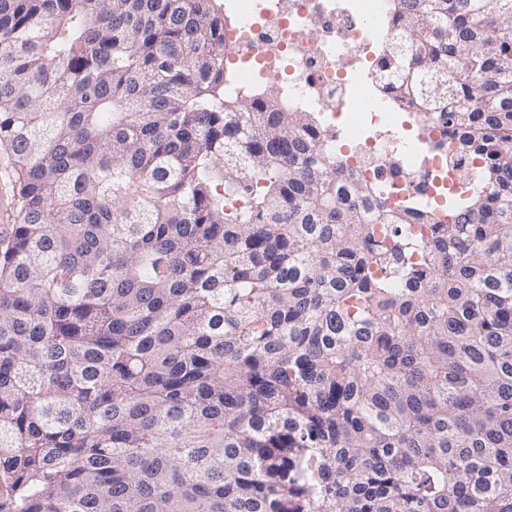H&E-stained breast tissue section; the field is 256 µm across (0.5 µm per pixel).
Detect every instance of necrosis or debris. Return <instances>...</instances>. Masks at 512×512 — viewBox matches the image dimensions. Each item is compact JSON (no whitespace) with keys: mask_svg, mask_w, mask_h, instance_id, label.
I'll use <instances>...</instances> for the list:
<instances>
[{"mask_svg":"<svg viewBox=\"0 0 512 512\" xmlns=\"http://www.w3.org/2000/svg\"><path fill=\"white\" fill-rule=\"evenodd\" d=\"M396 0H234L224 62L230 94L261 90L283 111L315 112L330 165L386 186L392 200L421 195L434 205L468 194L479 160L449 169L433 150L440 117L426 122L392 104L373 74L395 32Z\"/></svg>","mask_w":512,"mask_h":512,"instance_id":"obj_1","label":"necrosis or debris"}]
</instances>
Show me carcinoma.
Returning a JSON list of instances; mask_svg holds the SVG:
<instances>
[{
	"mask_svg": "<svg viewBox=\"0 0 512 512\" xmlns=\"http://www.w3.org/2000/svg\"><path fill=\"white\" fill-rule=\"evenodd\" d=\"M395 26L440 209L227 95L220 0H0V512H512V0ZM13 184L14 178L12 170L8 165L6 153L3 149L0 150V233H7L9 226L5 224L14 223V197H13ZM4 220L6 223H2Z\"/></svg>",
	"mask_w": 512,
	"mask_h": 512,
	"instance_id": "obj_1",
	"label": "carcinoma"
}]
</instances>
